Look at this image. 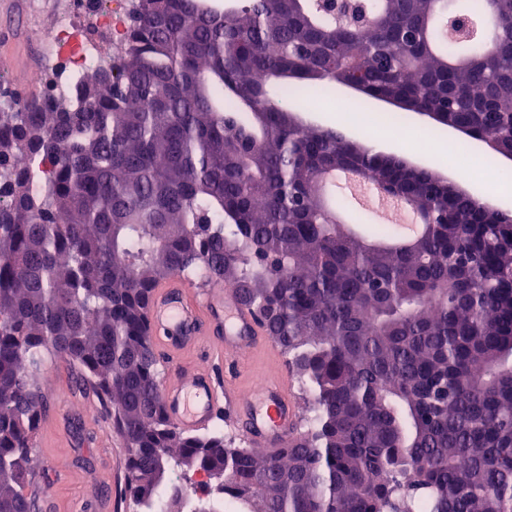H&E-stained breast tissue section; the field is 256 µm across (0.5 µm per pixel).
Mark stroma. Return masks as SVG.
Returning a JSON list of instances; mask_svg holds the SVG:
<instances>
[{
	"label": "stroma",
	"instance_id": "1",
	"mask_svg": "<svg viewBox=\"0 0 512 512\" xmlns=\"http://www.w3.org/2000/svg\"><path fill=\"white\" fill-rule=\"evenodd\" d=\"M57 21L51 0H0V91L30 100L44 91L30 82L33 69L62 71V57L45 50ZM79 378L77 369L45 355L38 375L45 414L32 453L31 485L43 500L37 512H139L125 491V452L112 418L78 391ZM57 388L71 391L72 404L55 400Z\"/></svg>",
	"mask_w": 512,
	"mask_h": 512
}]
</instances>
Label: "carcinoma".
Listing matches in <instances>:
<instances>
[{
    "label": "carcinoma",
    "instance_id": "obj_1",
    "mask_svg": "<svg viewBox=\"0 0 512 512\" xmlns=\"http://www.w3.org/2000/svg\"><path fill=\"white\" fill-rule=\"evenodd\" d=\"M130 2L110 61L0 105V512L35 510L49 352L112 413L141 512H188L190 472L202 512L230 486L237 512H512V212L297 114L355 82L512 150V0L471 4L490 25L452 46L451 0H363L361 23L318 0ZM348 169L433 223L397 249L386 224L350 231L321 187ZM176 270L231 287L307 387L280 453L165 412L147 309Z\"/></svg>",
    "mask_w": 512,
    "mask_h": 512
}]
</instances>
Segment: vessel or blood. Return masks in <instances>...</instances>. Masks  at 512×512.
<instances>
[{
    "label": "vessel or blood",
    "mask_w": 512,
    "mask_h": 512,
    "mask_svg": "<svg viewBox=\"0 0 512 512\" xmlns=\"http://www.w3.org/2000/svg\"><path fill=\"white\" fill-rule=\"evenodd\" d=\"M147 321L156 344L175 364L162 400L169 418L179 428H205L223 406L254 447L273 453L287 445L297 427L299 409L288 391L286 370L263 378L261 387L243 390L236 377L222 379L216 371L201 368L187 373L178 365L181 350L197 344L207 332L216 335L208 356L225 368H236L246 353L261 351L277 357V346L235 291L213 287L199 297L191 294L183 277L172 276L155 287Z\"/></svg>",
    "instance_id": "1"
}]
</instances>
